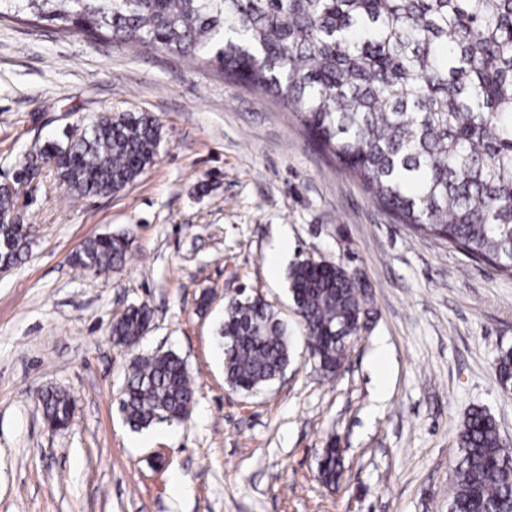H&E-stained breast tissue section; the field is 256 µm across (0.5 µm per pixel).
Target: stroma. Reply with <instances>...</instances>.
Returning a JSON list of instances; mask_svg holds the SVG:
<instances>
[{"label": "stroma", "instance_id": "stroma-1", "mask_svg": "<svg viewBox=\"0 0 512 512\" xmlns=\"http://www.w3.org/2000/svg\"><path fill=\"white\" fill-rule=\"evenodd\" d=\"M114 112L163 126L135 182L80 197L42 166L18 190L16 216L35 233L27 259L0 271V512H449L467 415L486 410L512 444V392L494 376L512 346V277L397 223L295 112L214 65L0 22V182ZM118 232L131 242L124 268L71 265L83 241ZM306 258L357 272L369 299V325L331 379L287 291ZM241 289L280 311L294 345L285 377L249 396L225 386L217 346ZM141 304L152 321L140 352L182 357L196 402L184 422L135 432L119 408L130 355L110 331ZM48 386L74 400L59 431L36 399ZM332 442L344 461L333 489L318 479Z\"/></svg>", "mask_w": 512, "mask_h": 512}]
</instances>
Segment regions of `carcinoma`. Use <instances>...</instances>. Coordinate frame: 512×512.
Returning a JSON list of instances; mask_svg holds the SVG:
<instances>
[{
    "instance_id": "carcinoma-1",
    "label": "carcinoma",
    "mask_w": 512,
    "mask_h": 512,
    "mask_svg": "<svg viewBox=\"0 0 512 512\" xmlns=\"http://www.w3.org/2000/svg\"><path fill=\"white\" fill-rule=\"evenodd\" d=\"M27 15L119 45L218 65L224 77L271 94L401 224L442 239L512 277V0H0V20ZM163 126L149 113L116 112L66 145L37 155L82 197L118 193L150 167ZM28 246L21 224L0 223V267ZM126 234L91 238L71 264L106 275L127 262ZM357 275L302 260L287 283L306 348L323 375L346 359L366 311ZM150 309L112 324L122 346L142 336ZM218 337L229 390L256 394L283 376L292 341L279 313L244 291L224 305ZM495 376L512 390V348ZM195 389L172 352L131 358L120 409L134 429L184 421ZM40 405L65 423L71 399L48 389ZM450 512H512V448L475 409L458 434ZM324 449L319 476H340Z\"/></svg>"
}]
</instances>
